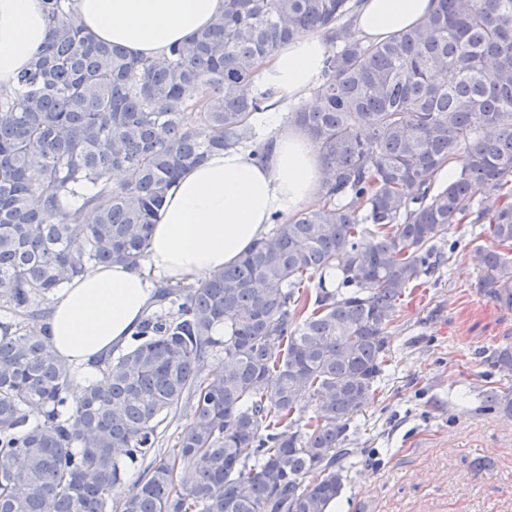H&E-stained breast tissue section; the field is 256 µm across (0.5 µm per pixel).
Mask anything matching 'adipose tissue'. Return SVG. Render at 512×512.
Here are the masks:
<instances>
[{
	"mask_svg": "<svg viewBox=\"0 0 512 512\" xmlns=\"http://www.w3.org/2000/svg\"><path fill=\"white\" fill-rule=\"evenodd\" d=\"M436 6L437 0H358L353 28L364 42L377 43L418 26ZM69 11L96 40L151 59L211 25L224 0H70ZM50 27L43 0H0V93L13 91ZM327 54L326 40L306 33L260 62L256 84L272 92L264 114L272 131L268 159L256 163L242 146L211 152L166 195L139 265L88 266L53 301L45 338L76 370L71 398L99 380L101 360L138 330L160 286L222 273L268 235L274 217L291 218L324 194L308 135L282 116L318 82Z\"/></svg>",
	"mask_w": 512,
	"mask_h": 512,
	"instance_id": "adipose-tissue-1",
	"label": "adipose tissue"
}]
</instances>
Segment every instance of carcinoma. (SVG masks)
I'll return each instance as SVG.
<instances>
[{"instance_id":"carcinoma-1","label":"carcinoma","mask_w":512,"mask_h":512,"mask_svg":"<svg viewBox=\"0 0 512 512\" xmlns=\"http://www.w3.org/2000/svg\"><path fill=\"white\" fill-rule=\"evenodd\" d=\"M45 2L49 39L0 95V311L22 319L0 326V512H332L387 328L451 226L487 220L477 288L512 308V0H439L376 44L352 30L357 0H224L209 28L149 61L85 34L67 0ZM315 31L332 50L313 104L288 121L318 151L325 195L223 273L159 287L158 309L72 400L42 305L88 265L137 263L167 192L210 152L266 158L257 64ZM64 196L73 207L48 221ZM487 362L512 373V346ZM482 397L512 417V389ZM184 404L181 436L155 454ZM149 456L119 494L122 464Z\"/></svg>"}]
</instances>
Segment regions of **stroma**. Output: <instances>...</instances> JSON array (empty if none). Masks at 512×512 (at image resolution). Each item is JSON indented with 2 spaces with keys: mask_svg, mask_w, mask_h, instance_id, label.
<instances>
[{
  "mask_svg": "<svg viewBox=\"0 0 512 512\" xmlns=\"http://www.w3.org/2000/svg\"><path fill=\"white\" fill-rule=\"evenodd\" d=\"M480 230L453 226L449 239L467 251L404 296L389 368L349 429L359 455L338 512H512V418L480 413L475 400L478 388L512 387V374L482 363L512 345V309L476 286Z\"/></svg>",
  "mask_w": 512,
  "mask_h": 512,
  "instance_id": "stroma-1",
  "label": "stroma"
}]
</instances>
